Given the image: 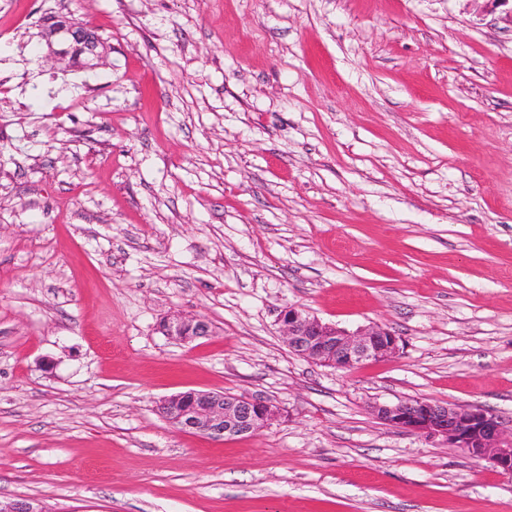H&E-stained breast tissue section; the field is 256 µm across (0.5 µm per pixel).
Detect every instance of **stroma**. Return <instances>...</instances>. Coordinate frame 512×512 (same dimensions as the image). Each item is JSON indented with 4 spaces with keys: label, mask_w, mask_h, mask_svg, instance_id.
I'll use <instances>...</instances> for the list:
<instances>
[{
    "label": "stroma",
    "mask_w": 512,
    "mask_h": 512,
    "mask_svg": "<svg viewBox=\"0 0 512 512\" xmlns=\"http://www.w3.org/2000/svg\"><path fill=\"white\" fill-rule=\"evenodd\" d=\"M107 51L44 61V18ZM288 305L400 339L346 372ZM212 336L181 344L163 317ZM277 403L223 442L156 411ZM512 426V23L488 0H0V501L46 512H512L371 403ZM160 330L179 343H190L212 334V324L200 316L173 315L163 318ZM158 412L179 431L214 441L258 434L283 415L282 408L271 401L203 390L161 399Z\"/></svg>",
    "instance_id": "35a3bbf8"
}]
</instances>
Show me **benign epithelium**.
I'll use <instances>...</instances> for the list:
<instances>
[{
	"label": "benign epithelium",
	"instance_id": "benign-epithelium-1",
	"mask_svg": "<svg viewBox=\"0 0 512 512\" xmlns=\"http://www.w3.org/2000/svg\"><path fill=\"white\" fill-rule=\"evenodd\" d=\"M41 38L47 46L45 58L65 62L71 68L93 69L104 57V41L66 14L47 18ZM279 325L280 336L291 353L338 370L355 369L369 359L391 358L400 351L399 338L380 325L349 332L298 306L282 309ZM159 328L179 343L212 334V324L200 316L166 317ZM370 409L392 428L455 448L512 474V430H505L498 417L485 408L408 398L394 404L375 403ZM158 412L179 431L214 441L258 434L283 415V409L271 401L203 390L166 397L159 401ZM0 512L46 510L36 501L21 499L0 505Z\"/></svg>",
	"mask_w": 512,
	"mask_h": 512
}]
</instances>
